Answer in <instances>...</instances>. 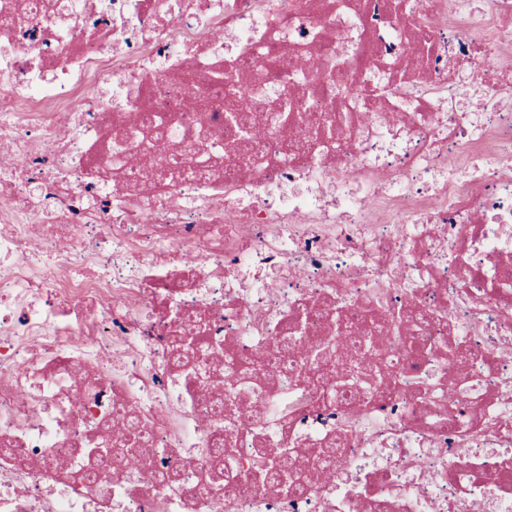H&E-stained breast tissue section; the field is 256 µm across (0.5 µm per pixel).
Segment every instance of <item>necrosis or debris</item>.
<instances>
[{"label":"necrosis or debris","instance_id":"obj_1","mask_svg":"<svg viewBox=\"0 0 512 512\" xmlns=\"http://www.w3.org/2000/svg\"><path fill=\"white\" fill-rule=\"evenodd\" d=\"M0 0V512H512V0ZM480 107L458 105L448 60ZM274 59L287 81L260 75ZM233 70L249 92L201 94ZM287 106L240 166L229 116ZM162 118L168 154L199 172L142 176ZM432 315V354L384 344L394 392L325 410L300 378L252 390L263 440L214 413L226 358L267 363L283 323L337 305ZM203 337L183 380L177 336ZM427 388L419 398V388ZM145 422L136 467L91 468L113 418ZM344 463L305 495L214 484L236 462L297 449L340 414ZM177 484L153 483L161 467Z\"/></svg>","mask_w":512,"mask_h":512}]
</instances>
